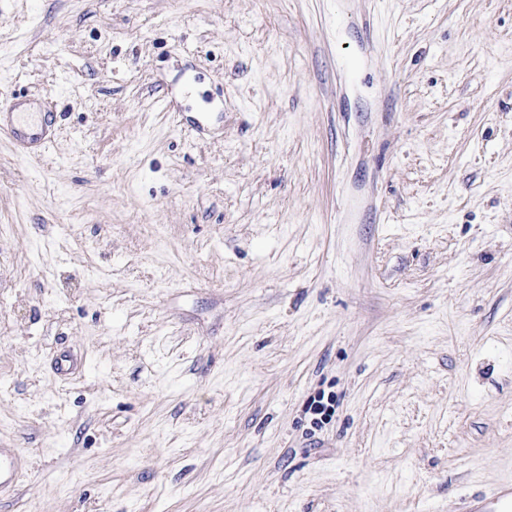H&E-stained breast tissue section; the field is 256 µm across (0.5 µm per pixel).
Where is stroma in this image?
I'll list each match as a JSON object with an SVG mask.
<instances>
[{
	"label": "stroma",
	"instance_id": "35a3bbf8",
	"mask_svg": "<svg viewBox=\"0 0 512 512\" xmlns=\"http://www.w3.org/2000/svg\"><path fill=\"white\" fill-rule=\"evenodd\" d=\"M16 93L57 121L0 134V512L512 478V0H0ZM26 104V101H13L6 108L0 107V133L9 136L23 151L38 155L52 141L55 115L45 100L38 99L42 110ZM305 412L310 413L312 423L316 428H322L323 425L329 424L336 413V395L327 393L324 390L318 391L315 395L310 396ZM25 457L18 448H0V491L13 488L24 470Z\"/></svg>",
	"mask_w": 512,
	"mask_h": 512
}]
</instances>
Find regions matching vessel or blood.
Segmentation results:
<instances>
[{
  "label": "vessel or blood",
  "mask_w": 512,
  "mask_h": 512,
  "mask_svg": "<svg viewBox=\"0 0 512 512\" xmlns=\"http://www.w3.org/2000/svg\"><path fill=\"white\" fill-rule=\"evenodd\" d=\"M55 115L49 109L37 110L15 101L0 109V133L9 136L27 153H42L52 141ZM20 449L0 448V491L13 488L24 470ZM467 512H512V479L498 484L485 496L472 499Z\"/></svg>",
  "instance_id": "obj_1"
}]
</instances>
